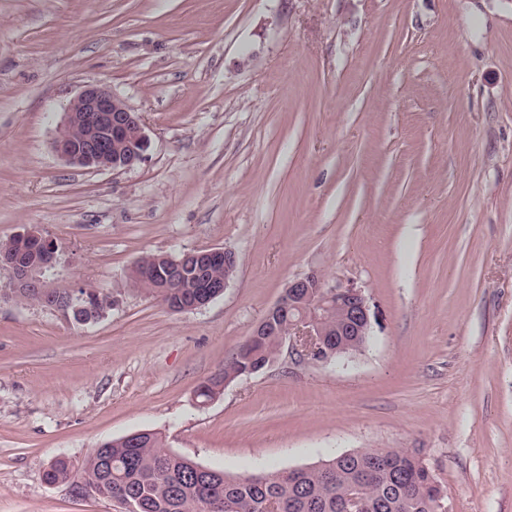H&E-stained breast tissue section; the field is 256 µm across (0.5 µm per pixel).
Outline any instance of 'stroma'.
Segmentation results:
<instances>
[{
    "label": "stroma",
    "mask_w": 512,
    "mask_h": 512,
    "mask_svg": "<svg viewBox=\"0 0 512 512\" xmlns=\"http://www.w3.org/2000/svg\"><path fill=\"white\" fill-rule=\"evenodd\" d=\"M95 83L142 118L133 168L53 150ZM32 226L113 304L0 299V512H123L44 473L144 430L241 476L418 448L452 512H512V0H0V240ZM211 248L237 268L201 309L130 276ZM312 270L364 291L367 347L200 404ZM132 273L135 283H137L144 291L152 294L154 297L159 299V301H161L168 307L170 302L171 304H174V299L177 298V293L182 290V288H178V284L175 283H169L166 285L165 283L150 284L141 281L136 277L133 271Z\"/></svg>",
    "instance_id": "35a3bbf8"
}]
</instances>
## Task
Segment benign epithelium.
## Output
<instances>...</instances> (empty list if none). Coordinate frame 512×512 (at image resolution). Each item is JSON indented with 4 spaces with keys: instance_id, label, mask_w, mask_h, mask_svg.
Here are the masks:
<instances>
[{
    "instance_id": "benign-epithelium-1",
    "label": "benign epithelium",
    "mask_w": 512,
    "mask_h": 512,
    "mask_svg": "<svg viewBox=\"0 0 512 512\" xmlns=\"http://www.w3.org/2000/svg\"><path fill=\"white\" fill-rule=\"evenodd\" d=\"M120 140L124 150L112 155V140ZM149 139L138 114L106 85H88L71 101L67 119L54 140L55 152L65 161L86 168L129 169L144 158ZM56 245L50 237L35 227L15 236V246L0 254V268L8 272L7 291L13 297L30 291L41 293L44 305L50 309L61 306L76 310L89 307L94 291L88 288H55L45 277L54 266ZM193 272L186 274L183 261L167 257L168 275L187 277L200 289L194 299L177 307L179 311L199 309L224 292L236 268L233 252L208 249L195 255ZM224 261V284L204 282L206 267ZM336 299V311L343 315L344 324L336 329L340 339L336 349H347L350 336L370 335L371 316L368 299L364 292L353 286L328 285L322 276L311 271L290 282L280 299L267 312L254 331L264 336L272 324L271 315L294 306L302 308V314L290 323L288 352L302 359L324 363V353L329 350L325 333L321 330L319 310L325 302Z\"/></svg>"
}]
</instances>
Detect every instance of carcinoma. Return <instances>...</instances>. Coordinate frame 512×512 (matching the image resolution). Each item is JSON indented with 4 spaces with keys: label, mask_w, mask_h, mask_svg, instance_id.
I'll return each instance as SVG.
<instances>
[{
    "label": "carcinoma",
    "mask_w": 512,
    "mask_h": 512,
    "mask_svg": "<svg viewBox=\"0 0 512 512\" xmlns=\"http://www.w3.org/2000/svg\"><path fill=\"white\" fill-rule=\"evenodd\" d=\"M163 304L174 302L175 283L150 284L135 279ZM276 330L242 343L224 361V377L233 380L260 372L278 357L288 330V313L275 320ZM112 458V472L104 458ZM192 460L164 448L161 438L146 431L135 442L109 440L81 468L64 459L49 465L46 481L78 479L97 496L116 500L125 512H343L353 491L361 496V512H447V491L421 453L412 448H365L339 455L321 466L296 473L276 470L234 477L221 470L198 472Z\"/></svg>",
    "instance_id": "obj_1"
}]
</instances>
